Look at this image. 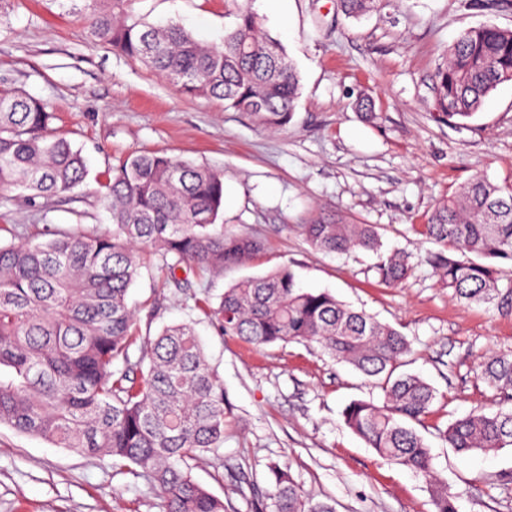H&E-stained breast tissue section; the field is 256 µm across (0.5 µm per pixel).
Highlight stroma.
I'll return each instance as SVG.
<instances>
[{"label": "stroma", "mask_w": 512, "mask_h": 512, "mask_svg": "<svg viewBox=\"0 0 512 512\" xmlns=\"http://www.w3.org/2000/svg\"><path fill=\"white\" fill-rule=\"evenodd\" d=\"M134 14L176 23L219 44L232 19L228 0H132ZM263 30L293 61L301 94L280 131L222 103L181 94L142 64L95 46L68 0H0V89L33 95L54 113L52 128L84 149L89 174L71 193L28 205L0 192V244L40 241L45 227L111 228L103 184L119 159L167 151L223 173L226 231L264 241V253L225 270L209 286H166L142 271L129 294L142 333L193 322L231 404L218 457L194 478L224 512H259L269 467L288 465L305 494L335 512H434L424 476L388 461L343 421L354 400L381 401L380 388L318 345L257 347L222 335L214 315L236 281L286 265L307 290H329L399 330L412 352L406 370L437 392L418 425L459 512H512V447L456 453L446 425L495 396L475 369L512 351V316L488 304H460L429 259L439 246L423 226L434 206L480 175L512 182V83L500 85L466 125L436 117L435 73L463 30L512 29V0H379L367 16H345L337 0H288L287 12H259ZM374 103L366 122L357 103ZM373 224L386 248L413 267L401 284L380 283L375 256L314 251L301 225L319 220ZM0 512H162L157 493L111 458L78 455L0 426Z\"/></svg>", "instance_id": "stroma-1"}]
</instances>
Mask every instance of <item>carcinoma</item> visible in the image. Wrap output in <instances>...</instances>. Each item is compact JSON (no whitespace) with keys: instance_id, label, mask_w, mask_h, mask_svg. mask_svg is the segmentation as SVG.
<instances>
[{"instance_id":"obj_1","label":"carcinoma","mask_w":512,"mask_h":512,"mask_svg":"<svg viewBox=\"0 0 512 512\" xmlns=\"http://www.w3.org/2000/svg\"><path fill=\"white\" fill-rule=\"evenodd\" d=\"M82 2L79 12L94 44L147 64L186 95L246 112L262 128L281 130L291 122L300 76L250 9L233 11L218 46L177 24L135 17L131 0ZM377 2L339 0V7L360 16ZM506 82H512V29H466L437 70L435 108L464 123ZM52 119L42 100L0 91L1 192L17 191L35 204L85 181L81 150L51 133ZM105 188L111 231L49 227L45 241L0 245V425L78 454L112 458L158 491L162 512H224V501L192 474L224 445V386L191 324L165 325L140 339L128 292L147 263L176 288L184 268L209 283L259 254L262 241L227 234L217 224L224 207L221 173L164 151L129 154ZM300 228L316 251L372 252L379 280L389 287L411 271L407 255L383 250L373 224L320 221ZM425 229L442 247L471 255L432 256L436 275L457 300L512 314V285H502L512 272V183L471 178L433 209ZM217 315L225 336L256 346L315 342L336 362L375 380L383 401L350 402L346 426L381 457L422 474L435 512H459L413 427L432 413L436 391L417 375L396 373L410 353L401 332L328 291L301 288L288 266L224 289ZM136 344L142 355L134 359ZM480 376L498 396L497 410L448 424L442 437L458 453L512 446V352L490 354ZM270 474L269 512H335L305 496L288 466L275 464Z\"/></svg>"}]
</instances>
